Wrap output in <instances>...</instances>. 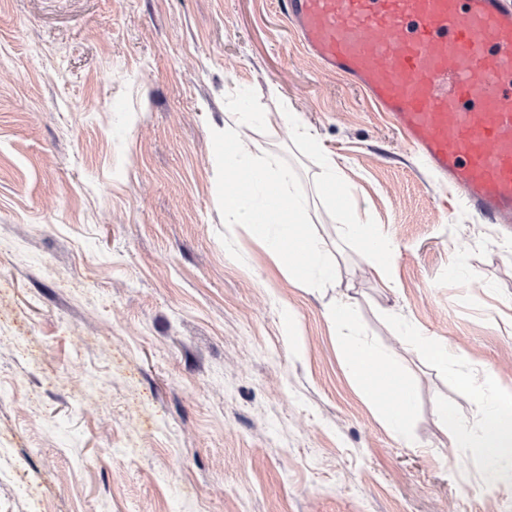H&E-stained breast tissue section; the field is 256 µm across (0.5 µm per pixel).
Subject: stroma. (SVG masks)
<instances>
[{
  "mask_svg": "<svg viewBox=\"0 0 512 512\" xmlns=\"http://www.w3.org/2000/svg\"><path fill=\"white\" fill-rule=\"evenodd\" d=\"M228 122L298 173L330 286L298 287L239 225L226 252ZM352 214L396 244L388 280ZM340 299L417 395L407 438L348 377ZM456 370L512 389V232L470 217L275 0H0V512H512V471L488 483L434 410L478 426Z\"/></svg>",
  "mask_w": 512,
  "mask_h": 512,
  "instance_id": "obj_1",
  "label": "stroma"
}]
</instances>
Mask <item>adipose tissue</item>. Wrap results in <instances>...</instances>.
<instances>
[{"instance_id": "ef3b65f1", "label": "adipose tissue", "mask_w": 512, "mask_h": 512, "mask_svg": "<svg viewBox=\"0 0 512 512\" xmlns=\"http://www.w3.org/2000/svg\"><path fill=\"white\" fill-rule=\"evenodd\" d=\"M330 316L345 338L351 378L371 395L384 386L393 389L392 399L381 404L380 410L388 428L399 437H406L416 408L414 391L392 373L390 362L376 345L358 336L349 302L338 300ZM454 380L471 392L479 409H491L492 415L476 430L449 420V441L456 448L474 449L482 461L486 478L494 479L504 463L512 462V390L499 386L491 376L480 377L472 371L455 372Z\"/></svg>"}]
</instances>
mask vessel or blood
<instances>
[{
	"mask_svg": "<svg viewBox=\"0 0 512 512\" xmlns=\"http://www.w3.org/2000/svg\"><path fill=\"white\" fill-rule=\"evenodd\" d=\"M303 51L364 91L469 212L512 224L506 0H276Z\"/></svg>",
	"mask_w": 512,
	"mask_h": 512,
	"instance_id": "1",
	"label": "vessel or blood"
}]
</instances>
